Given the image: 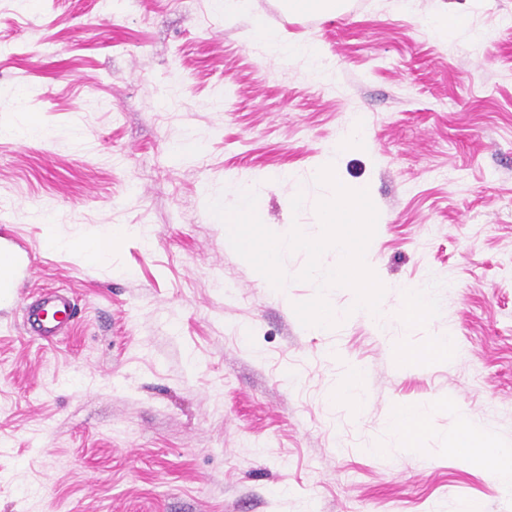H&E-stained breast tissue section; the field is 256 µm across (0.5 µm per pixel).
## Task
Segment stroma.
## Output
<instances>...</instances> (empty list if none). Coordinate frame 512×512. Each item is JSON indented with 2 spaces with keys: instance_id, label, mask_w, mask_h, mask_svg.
I'll return each mask as SVG.
<instances>
[{
  "instance_id": "1",
  "label": "stroma",
  "mask_w": 512,
  "mask_h": 512,
  "mask_svg": "<svg viewBox=\"0 0 512 512\" xmlns=\"http://www.w3.org/2000/svg\"><path fill=\"white\" fill-rule=\"evenodd\" d=\"M486 31L433 38L426 15ZM252 11L314 43L333 70L261 51L246 18L211 0H0V115L33 114L44 136L0 138V248L16 256L0 299V512H512L449 446L455 398L512 442V0H350L311 21L285 0ZM363 148L336 175L379 211L370 262L400 288L440 281L427 328L378 329L350 313L326 333L292 305L307 256L286 254L278 293L258 280L207 204L257 184L265 223L293 213L352 117ZM82 239L150 230L106 263L45 243L34 209ZM64 288L79 315L53 342L24 329L21 298ZM451 333L445 361L398 348ZM356 365L364 402L333 400ZM433 407L418 446L394 443L391 409Z\"/></svg>"
}]
</instances>
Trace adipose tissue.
I'll list each match as a JSON object with an SVG mask.
<instances>
[{"mask_svg": "<svg viewBox=\"0 0 512 512\" xmlns=\"http://www.w3.org/2000/svg\"><path fill=\"white\" fill-rule=\"evenodd\" d=\"M257 42L268 52L283 51L306 58L311 65H318L320 54L312 44L288 42L276 29L266 27L261 20L253 22ZM135 225L113 227L112 231L100 236L81 240L58 236L48 231L47 244L50 248L75 252L87 261L97 263L110 259L117 252L123 239L139 235ZM448 406L455 413L456 429L451 436L450 446L473 466L487 471L499 485L505 497L512 499V444L493 440L482 421L468 415L456 400H449Z\"/></svg>", "mask_w": 512, "mask_h": 512, "instance_id": "1", "label": "adipose tissue"}]
</instances>
